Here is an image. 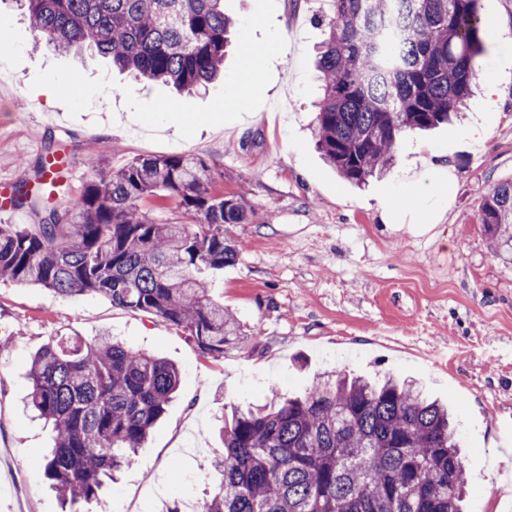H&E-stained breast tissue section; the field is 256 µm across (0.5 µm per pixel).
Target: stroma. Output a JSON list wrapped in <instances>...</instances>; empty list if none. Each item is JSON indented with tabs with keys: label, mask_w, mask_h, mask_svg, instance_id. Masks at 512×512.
<instances>
[{
	"label": "stroma",
	"mask_w": 512,
	"mask_h": 512,
	"mask_svg": "<svg viewBox=\"0 0 512 512\" xmlns=\"http://www.w3.org/2000/svg\"><path fill=\"white\" fill-rule=\"evenodd\" d=\"M320 0H224L233 28L224 76L241 74L250 45L268 46L243 102L217 83L192 95L143 83L110 59L35 44L16 0H0V174L41 193L45 146L80 160L56 199L139 156L193 153L212 190L244 194L248 223L228 224L238 258L204 272L210 295L245 341L202 355L154 315L98 295L61 296L0 282V512H162L212 495L224 408L265 403L268 389L302 392L315 375L390 372L450 401L466 456L465 512H512V264L496 259L479 213L512 178V46L487 35L483 67L506 79L497 104L471 99L461 118L399 143L382 175L355 187L322 159L313 135L314 66L325 37ZM63 83L50 106L20 110L25 88ZM435 157L454 174L439 222L406 212L385 221L407 174ZM108 333L174 363L180 386L143 448L96 498L63 503L43 474L50 429L25 406L30 362L53 336Z\"/></svg>",
	"instance_id": "obj_1"
}]
</instances>
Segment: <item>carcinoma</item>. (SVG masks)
<instances>
[{"instance_id": "cac0c4a2", "label": "carcinoma", "mask_w": 512, "mask_h": 512, "mask_svg": "<svg viewBox=\"0 0 512 512\" xmlns=\"http://www.w3.org/2000/svg\"><path fill=\"white\" fill-rule=\"evenodd\" d=\"M35 38L86 47L137 77L190 95L224 71V0H19ZM317 68L318 149L355 186L391 164L403 135L463 111L479 79L485 25L477 0H324ZM211 165L186 154L138 158L86 182L37 224H0V281L94 294L156 315L211 357L242 342L201 268L235 262L224 225L240 195L211 190ZM162 197L196 224H157ZM481 223L512 261V179L486 194ZM29 404L52 426L44 476L73 503L97 496L165 413L178 369L110 336L52 337L32 357ZM220 482L200 512H462L466 466L448 405L386 375L317 377L301 396L231 410L220 430Z\"/></svg>"}]
</instances>
